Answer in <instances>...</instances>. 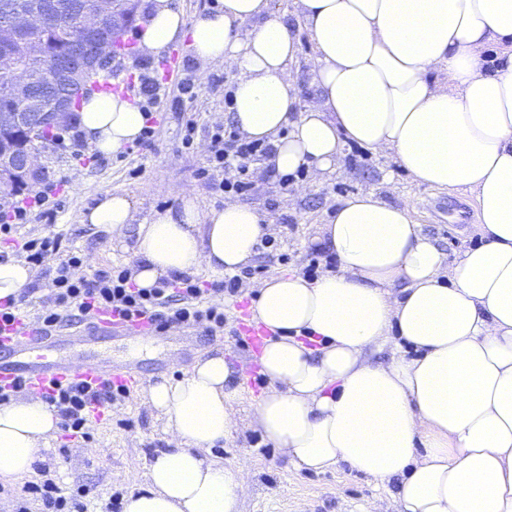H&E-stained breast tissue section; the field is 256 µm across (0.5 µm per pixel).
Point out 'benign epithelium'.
Segmentation results:
<instances>
[{"mask_svg":"<svg viewBox=\"0 0 512 512\" xmlns=\"http://www.w3.org/2000/svg\"><path fill=\"white\" fill-rule=\"evenodd\" d=\"M115 0H97L93 11L81 12L82 34L67 43L48 60L45 73L49 84L59 93L45 102L31 93L30 79L26 74L35 62L46 58L45 47L27 40V33L35 28L51 25L56 19V0H45L29 13L5 12L0 17V50L9 52L19 44L25 45V54L15 62V77L10 81L8 97L21 102L26 116L27 129L36 136L44 127L61 130L73 118L77 98L84 94L93 77L100 69L112 65L116 57L114 40L121 26H128L135 13H129L123 24L116 23ZM14 111H0V128L19 121ZM40 152L20 150L0 140V208L9 199L4 187L18 186L40 171Z\"/></svg>","mask_w":512,"mask_h":512,"instance_id":"obj_1","label":"benign epithelium"}]
</instances>
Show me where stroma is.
<instances>
[{"mask_svg": "<svg viewBox=\"0 0 512 512\" xmlns=\"http://www.w3.org/2000/svg\"><path fill=\"white\" fill-rule=\"evenodd\" d=\"M150 0H139L131 27L122 36L123 50L117 62L106 68V78L93 81V92L120 94L131 102L142 97L137 78V65L144 58L139 49V33L149 16ZM272 11L294 24L299 42L298 63L294 68L301 103L311 101L315 92L312 71L315 67L313 44L303 27L297 26L295 0H270ZM155 75L166 97L154 111L152 124L155 137L150 146L123 156H98L96 161H74L68 147L50 146L43 154V179L71 178L81 173L84 188L72 193L62 187L52 211L33 213L26 223L18 225L12 239L0 240V258L22 255L21 241L51 232L62 234L65 243L78 247L86 258L81 269L90 276L107 267H132L136 260L138 238L136 228L121 235L101 227L82 223L81 215L101 192L110 190L133 197L139 220L157 212L179 207L180 189L192 190L201 211L223 207L227 193L220 182L222 173L198 177L210 147L213 126L231 121V109L224 102L226 92L234 90L237 73L220 62L199 60L190 40L171 44L160 55L150 59ZM193 71L199 87L195 99L183 97L181 82L186 71ZM195 120L197 132L193 145L182 143L188 120ZM255 186L252 195L242 197V204L257 208L270 225L269 235L288 252V264L258 253L254 266L265 268L267 276L298 273L307 265L315 250L312 242L315 227L324 223L337 203L360 192H374L392 204H408L415 220L425 231L437 237L449 257L480 245L474 212L476 202L471 193L462 190H438L417 184L399 168L392 158L357 146L345 145L335 169L321 181L310 174L281 185L277 176L265 166L252 164L248 172ZM251 291L224 306V330L214 336L201 329L174 327L153 332L140 342L115 338L87 346V353L111 360L113 365L131 367L137 374L136 392L115 405L106 416L91 423L88 439L74 442L64 437L50 440L38 461V473L31 482H40L41 471H48L64 494L88 486L94 498L88 512H107L109 496L125 497L129 486L126 475L142 472L144 462L156 450L166 448L168 436L164 423L143 401L142 390L149 381L167 376L181 378L195 363L220 349L233 365L248 362L243 381L244 399L237 407L238 419L251 412L253 397L265 387L260 366L255 361L260 343L251 341ZM212 458L225 465H246L249 489L241 512H397L394 487L380 488L375 482L346 465L315 472L295 470L273 444L267 443L257 430L239 426L233 438L223 446L210 449Z\"/></svg>", "mask_w": 512, "mask_h": 512, "instance_id": "1", "label": "stroma"}]
</instances>
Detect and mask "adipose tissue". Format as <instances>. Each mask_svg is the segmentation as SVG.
<instances>
[{
	"mask_svg": "<svg viewBox=\"0 0 512 512\" xmlns=\"http://www.w3.org/2000/svg\"><path fill=\"white\" fill-rule=\"evenodd\" d=\"M296 13L317 62L304 105L293 29L267 0H221L191 20L154 0L140 48L154 56L188 37L198 59L235 69L233 122L272 144L279 174L320 178L344 144L369 148L419 184L470 191L482 243L452 259L409 205L371 192L340 202L313 238L338 271L255 287L253 319L270 336L250 423L294 469L343 463L378 486L397 481L399 512H512V0H296ZM145 121L120 96L81 98L79 128L102 155L137 141ZM180 197L140 224L128 195L106 191L82 221L116 235L137 225L141 288L255 258L268 231L258 209L228 201L203 213L192 191ZM244 375L219 350L181 379L149 383L169 447L147 461L124 512H239L247 471L207 452L237 429ZM57 423L37 394L1 403L0 480L30 476Z\"/></svg>",
	"mask_w": 512,
	"mask_h": 512,
	"instance_id": "ef3b65f1",
	"label": "adipose tissue"
}]
</instances>
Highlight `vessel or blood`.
I'll return each instance as SVG.
<instances>
[{"instance_id": "1", "label": "vessel or blood", "mask_w": 512, "mask_h": 512, "mask_svg": "<svg viewBox=\"0 0 512 512\" xmlns=\"http://www.w3.org/2000/svg\"><path fill=\"white\" fill-rule=\"evenodd\" d=\"M147 328L146 321H126L109 311L98 312L92 325L69 332L65 337L43 335L19 315L13 326L0 335V385L24 384L26 388L45 392L55 382H81L91 385L107 381L132 384V370L116 371L111 361L84 359L73 361L54 356L61 343L89 344L102 336H136Z\"/></svg>"}]
</instances>
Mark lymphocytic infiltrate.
Segmentation results:
<instances>
[{
	"instance_id": "obj_1",
	"label": "lymphocytic infiltrate",
	"mask_w": 512,
	"mask_h": 512,
	"mask_svg": "<svg viewBox=\"0 0 512 512\" xmlns=\"http://www.w3.org/2000/svg\"><path fill=\"white\" fill-rule=\"evenodd\" d=\"M270 145L247 141L240 137L234 125L216 127L211 134V156L208 167L199 169V176L210 171H222L223 191L240 196L249 194L252 183L248 178L251 164L271 157ZM23 248L31 264H42L50 255L60 258L52 278L51 305L42 313L43 332H50L60 320L61 311H76L79 320L85 321L98 311L109 310L131 320H147L155 332L182 325L204 326L208 334H215L224 327V312L218 307L203 303L204 296H238L252 270L225 276L201 288L186 276L158 280L149 289L137 287L128 269L111 267L97 271L93 276L81 275L84 256L76 248H63L60 234L31 238ZM128 395L125 386L106 383L89 387L77 382L55 383L44 399L58 416V426L64 435L84 439L97 415L106 414L113 403L123 401ZM26 494L18 501L17 512H29V498H36L42 505L41 512H85L82 502L85 490L73 496L63 495L53 479L47 478L26 486Z\"/></svg>"
}]
</instances>
